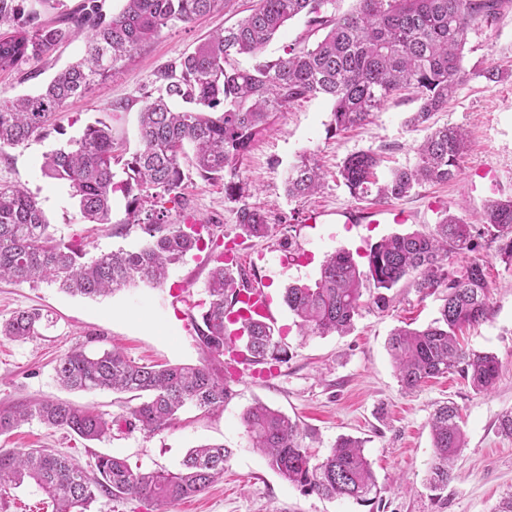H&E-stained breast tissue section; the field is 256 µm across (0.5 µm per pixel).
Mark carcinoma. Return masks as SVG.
Returning <instances> with one entry per match:
<instances>
[{
    "mask_svg": "<svg viewBox=\"0 0 512 512\" xmlns=\"http://www.w3.org/2000/svg\"><path fill=\"white\" fill-rule=\"evenodd\" d=\"M25 0H0V69L36 59L66 32L38 22L37 10L24 11ZM336 0H255L251 13L210 35L159 76L157 95L140 112L142 148L128 158L116 154L111 129L98 121L81 136L46 155L44 176L68 183L89 221L106 224L112 194L126 198L128 223L139 224L150 241L136 251L118 249L88 257L83 240L55 236L37 200L15 185L0 183V281H45L62 291L97 298L142 282L163 284L168 267L198 247L200 238L181 224H166L169 209L158 204L174 195L184 180L180 155L195 151V168L205 179L230 175L224 194L237 203L240 235L264 237L274 225L268 212L248 202L235 180L236 166L274 124L276 113L304 99L322 97L332 105V126L340 132L369 121L397 91L412 88L419 107L415 126L429 122L448 104L464 74L463 50L469 30L498 18L504 0H356L353 11L339 14ZM223 0H123L119 11L103 12L99 0H85L76 20L86 31L85 51L38 92L0 99V150L43 134L49 119L65 102L88 92L115 74L140 45L165 28L189 24L214 11ZM305 15L309 32L321 33L313 44L289 48L275 61L259 53L284 26ZM256 58L250 68L236 57ZM468 149L463 131L444 125L430 132L416 149L411 167L398 168L385 180L376 169L379 154L358 151L342 162L338 175L350 196L370 204L403 197L424 183L445 182L455 175ZM123 164L125 178L114 181L112 163ZM323 173L312 154H303L288 172L286 193L304 198L321 188ZM147 222H141V216ZM496 244L497 256L512 263V196L488 202L479 223L447 212L427 233L394 234L373 245L360 268L352 254L327 256L314 286L290 285L283 300L298 318L302 335L323 336L349 329L359 315L362 286L371 280L389 290L407 279L418 291L441 290L438 316L421 329L398 327L387 342L397 380L414 391L432 378L458 375L477 393L491 390L499 361L489 352L465 347L458 331L487 318V282L483 265L473 261L455 271L448 256L473 251L478 240ZM239 284L223 257L216 258L201 310L189 313L196 342L207 356L199 366L139 364L117 348L88 353L76 348L54 367L58 383L70 390L131 393L140 403L129 418L148 433L159 431L179 410L193 406L206 413L224 409L232 390L229 368L240 365L227 355L240 351L243 361L285 362L288 350L263 317L244 315L237 299ZM44 315L21 310L0 323V334L25 341L39 335ZM456 405L440 406L429 422L432 462L429 484L445 491L451 464L465 447ZM37 420L65 428L82 440H99L114 420L68 401L42 399L0 402V436ZM250 447L263 453L284 480L329 499L371 502L381 493L362 441L341 436L320 461L302 444L297 421L257 402L242 415ZM230 450L222 444L191 449L175 472H139L119 455H97L84 466L50 448H0V492L30 482L54 505L53 512H90L99 497H138L158 505L203 493L224 475Z\"/></svg>",
    "mask_w": 512,
    "mask_h": 512,
    "instance_id": "1",
    "label": "carcinoma"
}]
</instances>
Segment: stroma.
I'll use <instances>...</instances> for the list:
<instances>
[{"instance_id": "35a3bbf8", "label": "stroma", "mask_w": 512, "mask_h": 512, "mask_svg": "<svg viewBox=\"0 0 512 512\" xmlns=\"http://www.w3.org/2000/svg\"><path fill=\"white\" fill-rule=\"evenodd\" d=\"M252 2L231 0L229 8L164 29L140 46L115 75L65 103L46 137L6 149L0 157V183L30 192L56 235L83 237L90 254L142 247L148 237L139 225L128 223L122 194L113 196L110 223H88L68 185L43 175V156L98 120L110 127L127 153L137 151L139 113L158 87L159 73L213 32L246 16ZM84 48L83 37L73 36L41 58L0 70V95L35 93L81 57ZM493 65H512V5L493 24L469 31L464 78L447 108L430 120L429 127L453 124L468 136L469 149L448 183L426 184L410 196L375 205L354 200L337 175L342 161L357 151L380 153L383 177L390 169L414 165L415 148L428 129L409 121L418 103L407 94L394 96L369 122L337 134L330 128V102L310 98L279 112L272 129L237 165L240 181L254 190L251 203L271 216L274 229L269 236L242 239L223 181L201 179L188 156L181 160L185 179L179 188L187 205L175 221H202L210 243L173 266L164 286L140 283L92 300L44 283L0 282V322L29 308L41 309L48 318L37 338L0 336V399L8 401L61 398L112 418L125 415L128 395L68 391L56 382L58 359L81 344L91 350L116 344L139 363L203 364L206 357L187 312L204 297L221 246L235 257L233 271L244 273L268 296L271 323L288 349L287 361L273 364L266 377L246 372L233 376V396L223 412L206 414L189 407L159 432L123 424L90 442L33 421L0 436V447L50 448L84 464L99 454H119L141 472L177 470L187 451L201 444L221 443L232 451L223 477L198 496L164 507L135 498L102 497L92 512H496L512 492V438L497 429L501 416L512 410V265L497 257L493 246L448 257L452 270L475 260L485 266L490 315L464 328L460 340L498 357L499 378L487 393L474 392L452 375L431 379L410 393L402 390L387 351L389 335L400 326L425 327L440 304L437 295L418 293L409 281L388 291L382 309L373 303L376 288L365 284L364 306L341 335H300L282 300L288 285L314 283L325 255L335 250L365 254L391 234L432 228L447 211L474 223L490 200L512 196V75L488 82L483 71ZM305 151L315 153L325 182L318 193L292 199L285 193L284 179ZM285 254L291 257L286 264L281 261ZM449 401L460 409L466 446L447 490L436 493L426 481L432 460L428 422ZM258 402L296 420L304 445L315 457L327 455L339 436L364 439V453L381 489L379 499L329 500L284 481L250 448L242 426L243 412Z\"/></svg>"}]
</instances>
